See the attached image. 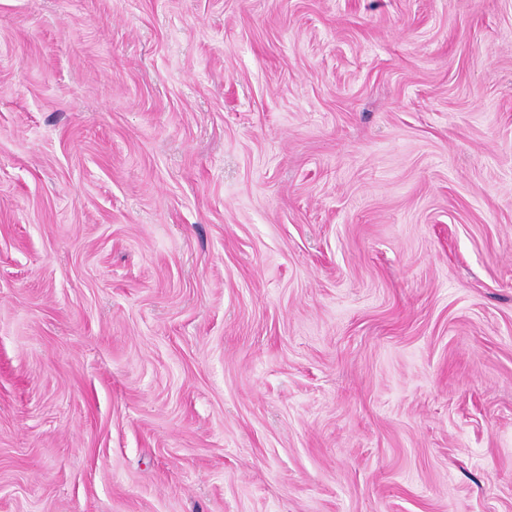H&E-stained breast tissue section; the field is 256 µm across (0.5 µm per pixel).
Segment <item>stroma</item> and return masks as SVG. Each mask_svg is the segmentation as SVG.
<instances>
[{"label":"stroma","instance_id":"obj_1","mask_svg":"<svg viewBox=\"0 0 512 512\" xmlns=\"http://www.w3.org/2000/svg\"><path fill=\"white\" fill-rule=\"evenodd\" d=\"M0 512H512V0H0Z\"/></svg>","mask_w":512,"mask_h":512}]
</instances>
